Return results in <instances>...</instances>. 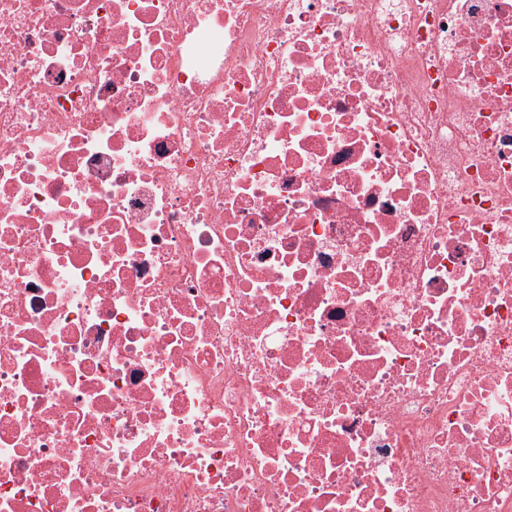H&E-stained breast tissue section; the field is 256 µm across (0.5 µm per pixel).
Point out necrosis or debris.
<instances>
[{
    "label": "necrosis or debris",
    "instance_id": "obj_1",
    "mask_svg": "<svg viewBox=\"0 0 512 512\" xmlns=\"http://www.w3.org/2000/svg\"><path fill=\"white\" fill-rule=\"evenodd\" d=\"M0 512H512V0H0Z\"/></svg>",
    "mask_w": 512,
    "mask_h": 512
}]
</instances>
